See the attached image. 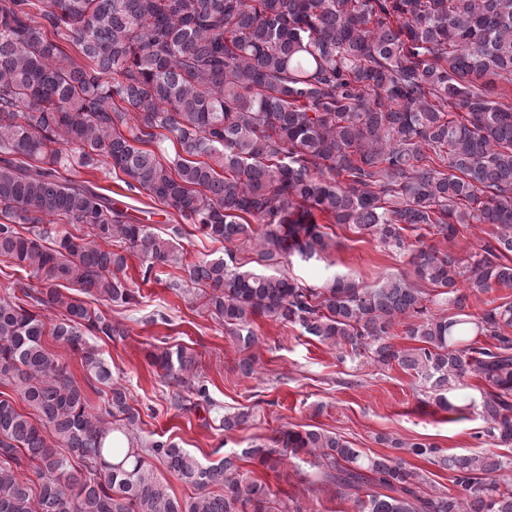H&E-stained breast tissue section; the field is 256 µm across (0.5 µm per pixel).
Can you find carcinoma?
I'll return each instance as SVG.
<instances>
[{"mask_svg":"<svg viewBox=\"0 0 512 512\" xmlns=\"http://www.w3.org/2000/svg\"><path fill=\"white\" fill-rule=\"evenodd\" d=\"M102 169L174 222L172 237L76 179ZM184 221L228 244L225 257L183 263ZM325 223L393 250L409 230L492 229L464 257L418 249L414 284L337 276L318 290L237 261L247 246L269 267L319 260L335 245ZM131 256L144 281L171 266L207 289L204 307L245 350L256 316L297 324L343 362L414 372L459 416L475 403L460 388L473 374L483 434L512 444V302L464 312L468 296L512 288V0H0V263L37 280L0 298V386L18 395L0 391V512H274L241 463L274 469L289 454L314 458L315 483L357 512H512V456L491 451L378 436L448 471L452 488L437 492L404 458L313 425L211 465L168 439L143 444L140 410L85 340L126 330L72 293L136 304ZM433 291L456 312L432 313ZM49 309L61 315L51 324ZM398 327L415 345L396 347ZM48 336L81 353L104 407ZM147 359L186 388L172 406L211 412L186 347ZM251 419L227 412L219 427ZM156 461L193 494L169 493ZM48 347L53 351L58 359L67 366L68 371L73 374L76 380L85 388L89 402L94 409L103 406V393L98 394L89 388L84 378V371L81 366V353L74 352L65 345L55 343L50 337H46Z\"/></svg>","mask_w":512,"mask_h":512,"instance_id":"cac0c4a2","label":"carcinoma"}]
</instances>
